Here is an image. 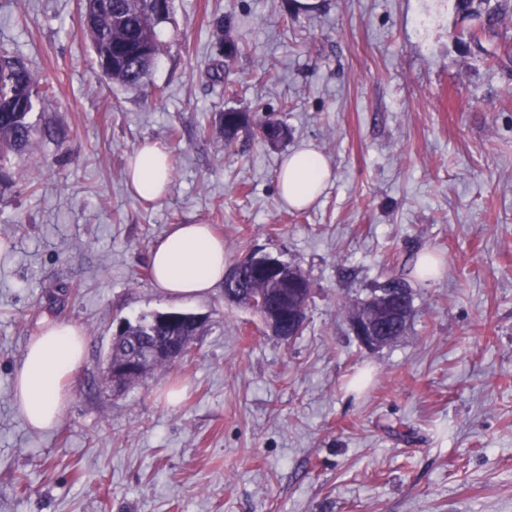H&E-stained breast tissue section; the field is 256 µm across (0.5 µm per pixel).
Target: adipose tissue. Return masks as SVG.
<instances>
[{
    "label": "adipose tissue",
    "instance_id": "adipose-tissue-1",
    "mask_svg": "<svg viewBox=\"0 0 512 512\" xmlns=\"http://www.w3.org/2000/svg\"><path fill=\"white\" fill-rule=\"evenodd\" d=\"M172 173L169 149L145 143L128 159L127 186L133 196L162 199ZM332 169L322 153L305 147L285 158L277 172L283 202L303 209L320 196ZM153 283L173 300L207 297L223 282L227 264L224 241L205 224H175L151 247ZM86 338L69 324L48 323L27 344L14 373V400L26 425L34 431L54 428L67 399V389L83 364Z\"/></svg>",
    "mask_w": 512,
    "mask_h": 512
}]
</instances>
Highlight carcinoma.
Instances as JSON below:
<instances>
[{
    "label": "carcinoma",
    "mask_w": 512,
    "mask_h": 512,
    "mask_svg": "<svg viewBox=\"0 0 512 512\" xmlns=\"http://www.w3.org/2000/svg\"><path fill=\"white\" fill-rule=\"evenodd\" d=\"M508 9V0H498L492 8L478 5L476 13L471 15L473 23L462 31L493 64L512 50L507 42L495 40L498 17ZM171 11L172 0H167L164 10L159 8L158 0H134L130 4L127 0H85L82 27L91 42L99 72L124 88L141 86L155 66L153 54L162 47L157 26L169 18ZM52 92L53 86L41 83L22 59L7 51L0 52L1 163L11 154L26 151L40 138L54 137L50 129L41 128L32 120L35 101ZM221 122L224 137L230 142L248 119L243 112L228 111L222 115ZM232 292L234 303L245 305L247 298L265 295L268 283L248 273ZM194 334L193 321L187 315L175 327L156 323L152 317L143 318L134 325L127 324L126 338L112 345V359H127L164 346L174 336Z\"/></svg>",
    "instance_id": "1"
}]
</instances>
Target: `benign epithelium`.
Returning <instances> with one entry per match:
<instances>
[{
  "instance_id": "obj_1",
  "label": "benign epithelium",
  "mask_w": 512,
  "mask_h": 512,
  "mask_svg": "<svg viewBox=\"0 0 512 512\" xmlns=\"http://www.w3.org/2000/svg\"><path fill=\"white\" fill-rule=\"evenodd\" d=\"M248 267L262 274L271 287L275 288L282 280L284 272L282 261L270 256H255L248 262ZM299 303L288 302V295L271 292L258 300L255 310L265 329L274 336L283 337V326H288V339H293V332L304 325L311 288L305 282H297ZM395 293L391 288L374 291L373 295L357 305L349 318L350 328L359 342L368 350H377L387 346L403 333V321L388 327L386 321L391 317V307ZM142 365L135 358L107 362L110 378H120L129 383L141 379Z\"/></svg>"
}]
</instances>
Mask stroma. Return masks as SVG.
Returning <instances> with one entry per match:
<instances>
[{
	"instance_id": "obj_1",
	"label": "stroma",
	"mask_w": 512,
	"mask_h": 512,
	"mask_svg": "<svg viewBox=\"0 0 512 512\" xmlns=\"http://www.w3.org/2000/svg\"><path fill=\"white\" fill-rule=\"evenodd\" d=\"M80 15L0 0V47L53 83L33 118L57 132L0 181V512H512V57L464 42L458 0H174L131 92L95 73ZM222 38L240 51L218 85ZM232 110L287 143L226 142ZM147 142L173 160L156 203L126 183ZM304 144L332 178L292 210L276 174ZM174 224L210 225L227 264L297 265L302 334L272 336L220 286L165 298L148 256ZM393 273L414 316L370 351L349 316ZM170 310L203 317L192 352L114 391L119 323ZM48 321L87 349L58 425L34 432L13 376Z\"/></svg>"
}]
</instances>
